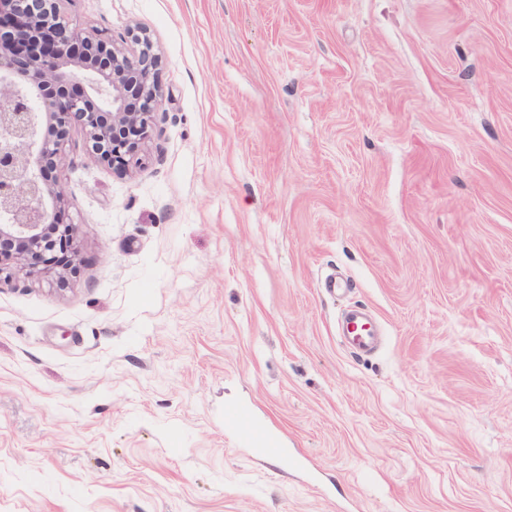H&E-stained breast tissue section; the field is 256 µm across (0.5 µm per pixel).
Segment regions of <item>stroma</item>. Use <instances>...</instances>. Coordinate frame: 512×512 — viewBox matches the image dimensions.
I'll use <instances>...</instances> for the list:
<instances>
[{"label": "stroma", "mask_w": 512, "mask_h": 512, "mask_svg": "<svg viewBox=\"0 0 512 512\" xmlns=\"http://www.w3.org/2000/svg\"><path fill=\"white\" fill-rule=\"evenodd\" d=\"M61 10L163 96L126 175L70 135L76 273L0 284V512H512V0ZM224 419L237 427L244 441L252 444L256 451L265 456L285 457V450L279 443L269 437L256 423L251 412L240 405L224 408Z\"/></svg>", "instance_id": "stroma-1"}]
</instances>
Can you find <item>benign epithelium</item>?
I'll use <instances>...</instances> for the list:
<instances>
[{
	"label": "benign epithelium",
	"mask_w": 512,
	"mask_h": 512,
	"mask_svg": "<svg viewBox=\"0 0 512 512\" xmlns=\"http://www.w3.org/2000/svg\"><path fill=\"white\" fill-rule=\"evenodd\" d=\"M63 0H0V263L73 272L78 227L57 169L73 128L125 174L151 139L161 60L146 32L133 47L73 27Z\"/></svg>",
	"instance_id": "benign-epithelium-1"
}]
</instances>
